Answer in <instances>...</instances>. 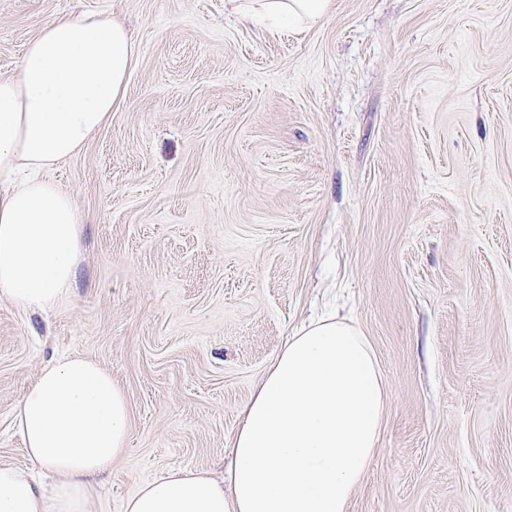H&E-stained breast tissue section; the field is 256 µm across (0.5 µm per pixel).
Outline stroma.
<instances>
[{
  "mask_svg": "<svg viewBox=\"0 0 512 512\" xmlns=\"http://www.w3.org/2000/svg\"><path fill=\"white\" fill-rule=\"evenodd\" d=\"M102 12L137 59L53 177L83 216L69 304L0 300V464L51 359L112 373L127 453L88 512L221 475L286 336L337 313L389 392L349 512H512V0H333L272 32L224 0H0V75L41 23Z\"/></svg>",
  "mask_w": 512,
  "mask_h": 512,
  "instance_id": "35a3bbf8",
  "label": "stroma"
}]
</instances>
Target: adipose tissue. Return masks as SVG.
Listing matches in <instances>:
<instances>
[{
	"label": "adipose tissue",
	"mask_w": 512,
	"mask_h": 512,
	"mask_svg": "<svg viewBox=\"0 0 512 512\" xmlns=\"http://www.w3.org/2000/svg\"><path fill=\"white\" fill-rule=\"evenodd\" d=\"M268 29L321 21L331 0H226ZM136 58L128 30L82 12L45 21L14 75L0 76V300L51 310L72 298L82 218L52 171L115 109ZM389 393L354 325L321 319L289 336L241 411L227 483L193 469L142 484L125 512H349L378 448ZM16 427L51 488L0 464V512H87L94 476L127 451L130 407L109 371L76 355L26 388Z\"/></svg>",
	"instance_id": "1"
}]
</instances>
